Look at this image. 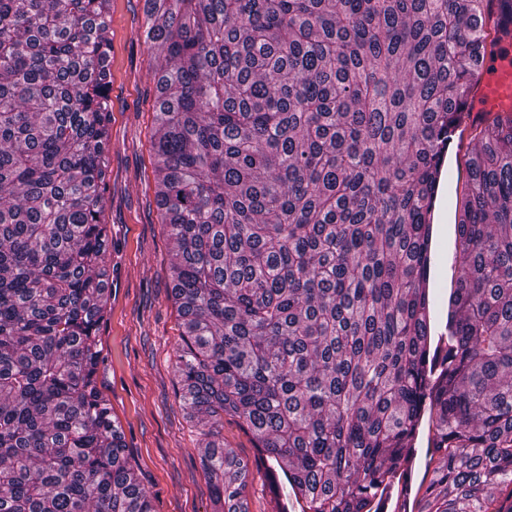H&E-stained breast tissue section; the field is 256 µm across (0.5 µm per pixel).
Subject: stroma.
Here are the masks:
<instances>
[{
  "instance_id": "1",
  "label": "stroma",
  "mask_w": 512,
  "mask_h": 512,
  "mask_svg": "<svg viewBox=\"0 0 512 512\" xmlns=\"http://www.w3.org/2000/svg\"><path fill=\"white\" fill-rule=\"evenodd\" d=\"M143 5V0H111V173L103 212L111 232V310L99 329L97 379L112 404V415L122 428L153 512H214L201 465L203 450L173 367L181 332V318L171 298L170 265L176 245L160 221L161 186L152 149L158 128L154 58L161 48L143 42ZM480 149V137L473 129L461 153L449 154L445 185L451 190V205L465 199L468 163ZM436 221L430 290L444 304L458 276L456 226L445 214ZM223 436L225 446L248 465L249 512H269L268 497L254 479L264 471L266 458L252 433L228 416Z\"/></svg>"
}]
</instances>
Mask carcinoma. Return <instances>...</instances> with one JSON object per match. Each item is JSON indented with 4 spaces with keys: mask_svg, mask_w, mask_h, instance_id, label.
Listing matches in <instances>:
<instances>
[{
    "mask_svg": "<svg viewBox=\"0 0 512 512\" xmlns=\"http://www.w3.org/2000/svg\"><path fill=\"white\" fill-rule=\"evenodd\" d=\"M486 0H144L175 372L215 512L242 420L305 503L377 512L434 428L419 512L512 487V116L480 129L448 336L433 209ZM110 0H0V512H153L97 384L110 311Z\"/></svg>",
    "mask_w": 512,
    "mask_h": 512,
    "instance_id": "carcinoma-1",
    "label": "carcinoma"
}]
</instances>
